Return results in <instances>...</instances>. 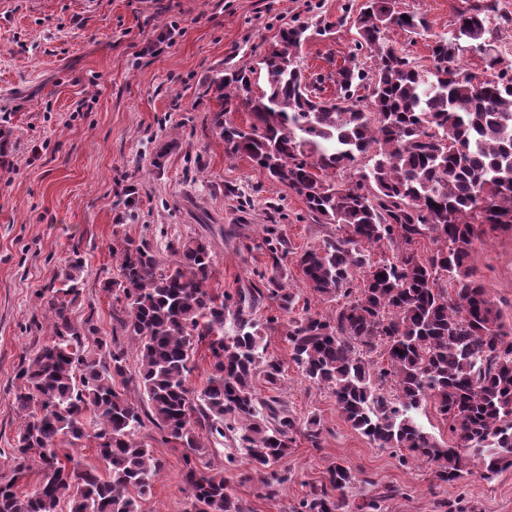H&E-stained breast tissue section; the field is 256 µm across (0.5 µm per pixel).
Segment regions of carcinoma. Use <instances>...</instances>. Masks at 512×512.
<instances>
[{"mask_svg": "<svg viewBox=\"0 0 512 512\" xmlns=\"http://www.w3.org/2000/svg\"><path fill=\"white\" fill-rule=\"evenodd\" d=\"M491 11L478 4L461 14L455 39H437L432 66L423 69L380 26L426 31L428 23L402 18L392 0H367L352 22L355 50L376 64L369 74L354 63L336 69L334 98L320 96L295 64L291 49L308 39L305 24L281 28L255 64L228 66L207 82L221 103L211 129L226 157L247 155L299 195L315 223L332 226L297 266L313 298L336 307L287 320L292 361L310 383L331 390L355 430L379 448L406 450L401 465L422 461L444 484L459 483L473 464L487 479L512 468V333L474 278L475 243L512 235V74L487 37ZM460 39L482 55L481 76L459 63ZM256 73L267 86L260 97L252 95ZM233 106L248 111V124L224 119ZM265 245L264 288L233 297L209 288L214 258L197 237L168 240L167 266L150 243L113 238L121 280L104 290L119 305L121 335L135 343L132 367L128 351L99 335L94 308L82 322L71 320L83 273L74 253L61 286L47 289L52 341L16 374L15 403L27 418L15 467L35 462L42 478L30 493L0 485V512H60L64 501L70 512H142L161 464L139 440L141 412L115 387L117 377L143 389L156 426L186 448L185 512H243L224 473L203 474L193 462L205 447L198 426L217 441H238L247 465L240 477L258 474L262 497L280 496L287 477L277 463L297 433L317 444L321 424L255 387L259 378L278 388L284 372L264 343L279 317L261 322L255 307L268 298L286 316L299 301L279 276L284 239ZM375 248L392 255L376 259ZM201 345L211 371L196 393L187 381ZM428 405L448 425L444 446L421 422ZM83 439L94 442L106 474L58 448ZM357 482L349 466H329L300 512H342ZM396 494L384 487L357 509L385 512Z\"/></svg>", "mask_w": 512, "mask_h": 512, "instance_id": "cac0c4a2", "label": "carcinoma"}]
</instances>
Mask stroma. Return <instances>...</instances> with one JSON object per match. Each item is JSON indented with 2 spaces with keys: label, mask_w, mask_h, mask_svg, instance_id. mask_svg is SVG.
<instances>
[{
  "label": "stroma",
  "mask_w": 512,
  "mask_h": 512,
  "mask_svg": "<svg viewBox=\"0 0 512 512\" xmlns=\"http://www.w3.org/2000/svg\"><path fill=\"white\" fill-rule=\"evenodd\" d=\"M364 0H0V129L10 152L0 162V481L32 492L38 468L17 474L14 450L24 416L15 404L16 367L46 333L37 331L44 288L62 278L73 253L85 260L82 294L70 317L94 311L102 335L112 333V296L103 289L119 277L109 247L114 235L154 244L165 236L199 237L214 255L210 288L230 295L261 287L268 256L258 244L283 235L290 251L318 244L330 227L313 223L302 199L270 179L244 156L227 158L210 127L219 103L206 79L226 63L256 60L279 28L309 25L298 62L323 78L354 62L356 34L347 20ZM474 0H396L398 11L426 17L429 29L389 27L390 43L430 65L434 36L450 37L458 12ZM178 24L174 44L142 53L162 26ZM177 145L163 169L150 171L162 134ZM135 188L134 214L120 202ZM475 276L512 330V236L476 244ZM269 355L285 368L278 390L259 385L294 415L317 416L318 444L295 435L277 465L288 476L280 496L261 498L259 480L240 482L232 442L200 456L199 468L224 471L245 512H294L335 462L349 465L361 484L349 497L360 504L371 487L391 486L388 512H448L464 501L472 512H512V469L484 479L473 471L458 484H437L424 464L401 465L394 449L380 448L341 415L330 390L309 383L291 360L284 333L266 339ZM139 439L162 462L143 512H184V448L153 423Z\"/></svg>",
  "instance_id": "1"
}]
</instances>
